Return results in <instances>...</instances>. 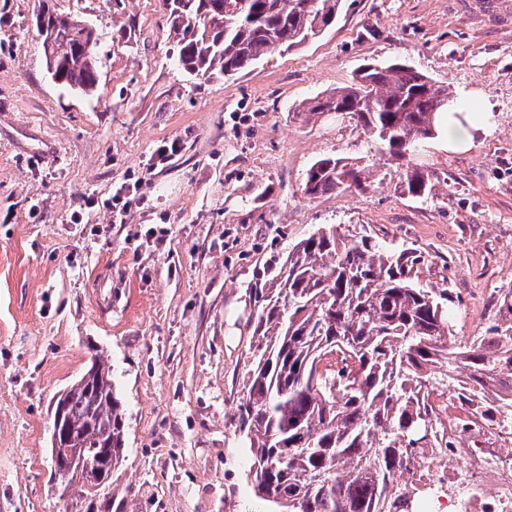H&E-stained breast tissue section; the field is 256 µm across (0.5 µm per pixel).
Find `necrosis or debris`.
Segmentation results:
<instances>
[{
    "label": "necrosis or debris",
    "instance_id": "1",
    "mask_svg": "<svg viewBox=\"0 0 512 512\" xmlns=\"http://www.w3.org/2000/svg\"><path fill=\"white\" fill-rule=\"evenodd\" d=\"M429 402L440 429L407 466L409 512H512V410L461 375Z\"/></svg>",
    "mask_w": 512,
    "mask_h": 512
}]
</instances>
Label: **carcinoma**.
<instances>
[{
    "label": "carcinoma",
    "mask_w": 512,
    "mask_h": 512,
    "mask_svg": "<svg viewBox=\"0 0 512 512\" xmlns=\"http://www.w3.org/2000/svg\"><path fill=\"white\" fill-rule=\"evenodd\" d=\"M176 59L195 76L234 75L276 47L291 48L331 27L342 0H166ZM95 31L63 13L41 39L52 76L89 95L99 82ZM454 95L402 63L368 65L353 81L304 107L334 112L401 158L436 133ZM367 177L343 157L308 169L309 195L361 190ZM403 192L425 202L433 186L406 171ZM425 256L389 249L369 235L326 227L291 247L279 272L255 289L257 353L245 375L241 418L253 464L247 479L273 512H401L400 483L412 442L426 437L423 390L448 385L451 369L512 397V289L498 297L509 317L470 344L453 340L449 288L414 279ZM90 388L68 392L65 416L86 453L125 450V414L111 367L94 359Z\"/></svg>",
    "instance_id": "1"
}]
</instances>
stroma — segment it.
I'll return each mask as SVG.
<instances>
[{"label": "stroma", "instance_id": "1", "mask_svg": "<svg viewBox=\"0 0 512 512\" xmlns=\"http://www.w3.org/2000/svg\"><path fill=\"white\" fill-rule=\"evenodd\" d=\"M42 1L0 0V512H67L52 408L95 355L125 412L112 474L124 512H268L246 478L240 403L254 291L290 246L363 225L425 255L420 285L459 298L456 340L498 319L493 299L512 288V27L463 0H344L316 39L204 79L177 64L165 0H46L96 32L99 83L84 95L46 70ZM394 59L489 110L467 150L423 145L424 203L402 193L406 166L347 120L299 110ZM171 139L179 154L151 168ZM328 155L367 166V186L308 196L306 172ZM132 172L144 201L125 223L85 209ZM163 225L154 243L146 232Z\"/></svg>", "mask_w": 512, "mask_h": 512}]
</instances>
